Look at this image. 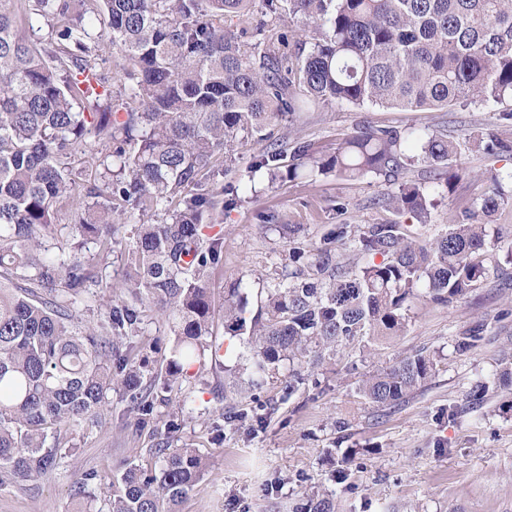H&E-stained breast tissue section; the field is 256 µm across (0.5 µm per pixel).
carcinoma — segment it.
Returning a JSON list of instances; mask_svg holds the SVG:
<instances>
[{"mask_svg":"<svg viewBox=\"0 0 512 512\" xmlns=\"http://www.w3.org/2000/svg\"><path fill=\"white\" fill-rule=\"evenodd\" d=\"M257 11L251 32L226 19ZM57 18L48 45L32 41L24 22ZM299 19L296 31L265 34L267 21ZM123 60V91L98 73L94 30ZM404 110L459 103L512 105V0H0V473L37 482L55 467L62 432L102 423L109 393L145 424L147 389L181 384L186 365L219 361L215 320L245 354L225 372L258 388L288 366V388L306 359L319 362L355 342L400 335L403 309L425 297L452 304L468 296L498 262L499 230L488 218L504 200L502 178L432 242L404 224H338L320 242L294 244L295 270L262 289L257 309L237 280L215 307L210 276L223 237L214 227L242 201L224 186V158L240 145H261L250 173L274 181L334 173L398 182L417 164L423 178L398 182L383 203L427 222L434 196L465 176L455 164L461 144L441 132L370 122L316 154L273 138L284 117L316 103ZM108 144L96 156L87 139ZM484 150L512 155V143L487 129ZM84 156L87 177L68 159ZM70 209L71 239L53 251L45 238L59 208ZM172 207L168 217L152 216ZM132 226L127 298L109 300V326L74 319L70 305L93 279L79 253L93 240L102 254ZM381 257L375 262V257ZM164 318L169 356L148 369L142 305ZM424 349L362 380L360 393L392 407L432 374ZM512 396V355L470 402L491 392ZM207 459L193 448L165 456L158 470L128 466L109 512H177L203 477ZM333 493L305 494L293 512H335Z\"/></svg>","mask_w":512,"mask_h":512,"instance_id":"obj_1","label":"carcinoma"}]
</instances>
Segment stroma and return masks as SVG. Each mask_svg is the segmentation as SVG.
I'll return each mask as SVG.
<instances>
[{
  "label": "stroma",
  "mask_w": 512,
  "mask_h": 512,
  "mask_svg": "<svg viewBox=\"0 0 512 512\" xmlns=\"http://www.w3.org/2000/svg\"><path fill=\"white\" fill-rule=\"evenodd\" d=\"M499 109L491 104H460L446 111L357 108L337 103L311 107L279 122L274 135L300 139L328 153L362 122L422 131H440L463 141L457 158L469 176L440 197L426 223L395 214L381 204L389 183L372 176L346 180L336 175L282 178L249 175L256 145L240 147L225 161V183L249 182L240 207L224 217L223 254L211 275L215 301L225 285L241 281L260 293L288 273L289 243L279 227L302 225L301 242L311 244L339 224L398 221L422 237L445 232L452 220L483 193L484 173L504 174L505 201L491 216L503 231L512 230V158L493 156L471 143L470 134L494 125ZM274 225L262 227L261 216ZM95 242L81 253L94 278L74 306L78 318L105 322L99 303L119 297L128 252L115 248L99 257ZM477 334L476 347L455 352L457 336ZM439 355L435 372L391 408L359 393L366 376L412 351ZM512 350V263L505 273L490 272L469 297L453 304L412 300L401 336L366 349L337 354L315 369H302L293 393L281 382L268 384L257 399L224 392V372L206 363L190 366L181 390H154L151 426L122 424L127 410L118 394L106 405L111 427L86 425L69 434L57 466L36 483L0 486V512H74L79 500L94 512H108L112 483L127 465L160 467L159 442L190 447L208 461L203 478L179 512H290L305 490L334 492L336 512H512V410L500 398L480 405L468 398L478 378L490 376L503 351ZM258 412L263 423H228L237 411ZM176 428H168V421ZM356 450V468L340 477L338 461ZM83 496H76L77 488Z\"/></svg>",
  "instance_id": "35a3bbf8"
}]
</instances>
